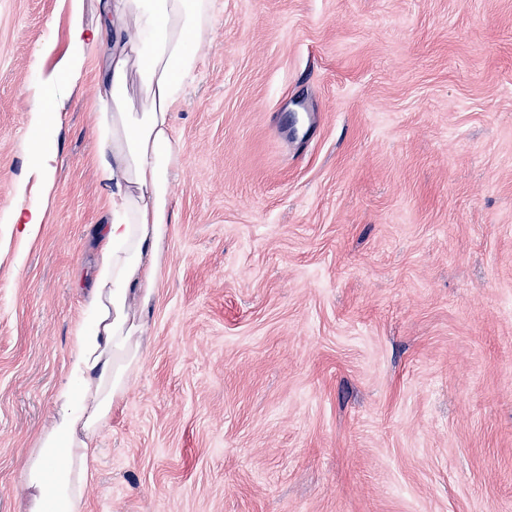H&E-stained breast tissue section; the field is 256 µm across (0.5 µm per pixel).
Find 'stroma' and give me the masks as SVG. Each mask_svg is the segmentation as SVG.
<instances>
[{
  "label": "stroma",
  "instance_id": "35a3bbf8",
  "mask_svg": "<svg viewBox=\"0 0 512 512\" xmlns=\"http://www.w3.org/2000/svg\"><path fill=\"white\" fill-rule=\"evenodd\" d=\"M62 0H0V214ZM0 223V512L110 223L94 75ZM164 270L87 512H512V0H218L173 114ZM26 149L32 152L35 163L32 173L36 177L40 194L28 205L13 207L3 218V224H24V236L33 238L41 224H46L49 201L55 190V155L40 138L29 140Z\"/></svg>",
  "mask_w": 512,
  "mask_h": 512
}]
</instances>
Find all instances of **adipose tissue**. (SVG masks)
Returning a JSON list of instances; mask_svg holds the SVG:
<instances>
[{"label": "adipose tissue", "instance_id": "ef3b65f1", "mask_svg": "<svg viewBox=\"0 0 512 512\" xmlns=\"http://www.w3.org/2000/svg\"><path fill=\"white\" fill-rule=\"evenodd\" d=\"M69 48L58 68L37 83L29 126L55 119L71 83L85 72L86 53L101 48L96 80L98 178L110 186L112 221L101 228L87 317L74 334L67 383L54 399L51 425L35 439L22 468L27 512H86L94 442L126 395L142 356L141 308L157 285L170 230L169 178L179 161L173 114L195 77L209 38L216 0H103L98 23H85L84 0H65ZM40 194L1 221L35 237L55 190V156L36 136L26 144Z\"/></svg>", "mask_w": 512, "mask_h": 512}]
</instances>
